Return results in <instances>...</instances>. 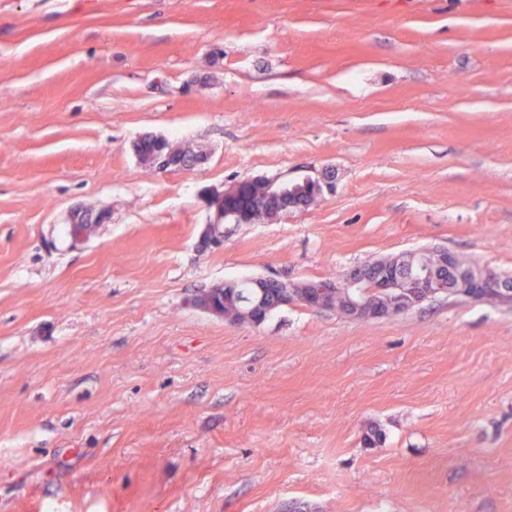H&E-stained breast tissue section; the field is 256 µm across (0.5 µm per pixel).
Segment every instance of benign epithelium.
<instances>
[{
	"instance_id": "7a95c632",
	"label": "benign epithelium",
	"mask_w": 512,
	"mask_h": 512,
	"mask_svg": "<svg viewBox=\"0 0 512 512\" xmlns=\"http://www.w3.org/2000/svg\"><path fill=\"white\" fill-rule=\"evenodd\" d=\"M153 165L162 171L185 169L184 161L175 162L172 154L163 147L164 141L156 140ZM255 180L248 179L234 183L224 190L212 202L214 218L204 225L200 241L207 248L220 249L224 246V230L220 225L228 218L236 219L244 212L266 218L279 212L278 202L284 200L282 185L274 181L264 182V194L253 193ZM302 183L313 187V193L297 201V207L306 208L323 190H332L333 183L325 175L304 177ZM108 221L107 213H97L77 209L71 214L74 241L88 238L91 226ZM453 274L455 283L462 293L472 302L492 300L506 301L512 297V283L503 279L489 268L469 269L464 266L458 255L450 250L437 251V263L431 269L407 267L398 258L377 260L353 268L339 281L325 279L293 283L273 277H256L250 280L251 292L245 303L250 305V321L256 324L264 322L270 312L271 304L265 301V289H277V302L280 305H301L317 313L337 314L350 320L367 321L386 318L398 312H406L432 300L440 283L446 275ZM376 280V288L389 292L392 299L390 308H372L363 297L366 296L364 283L367 279ZM228 285L210 288L202 302L195 306L216 317H224V292Z\"/></svg>"
}]
</instances>
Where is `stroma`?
Masks as SVG:
<instances>
[{"label":"stroma","mask_w":512,"mask_h":512,"mask_svg":"<svg viewBox=\"0 0 512 512\" xmlns=\"http://www.w3.org/2000/svg\"><path fill=\"white\" fill-rule=\"evenodd\" d=\"M325 170L200 249L233 183ZM433 247L512 275V0H0V512H512V306L193 304ZM155 142L158 148L155 152V143L151 136H145L138 145L137 150L142 164L149 166L151 163V156L154 153L153 165L156 169L162 171L188 170L184 165L185 161H173L172 154L168 150L166 151V148L163 147V140L157 138ZM108 213L99 211L97 213L89 212L87 210L76 209L71 214V222L69 225V234H72L71 237L74 241H84L88 238V232L93 225L95 224H103L108 221ZM71 224H73L71 226ZM81 224H85L81 226ZM91 224V225H90ZM228 288V283L210 288L202 302L199 303L196 299L194 300L195 306L216 317H228L242 323H249L244 317L246 306L239 303L242 297H232L230 294L229 298L224 300V292L227 294Z\"/></svg>","instance_id":"obj_1"}]
</instances>
